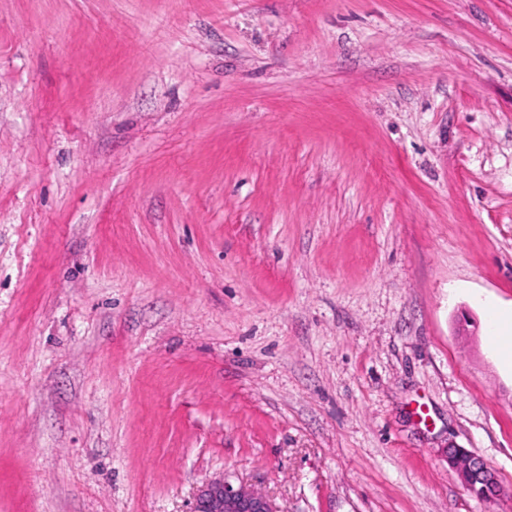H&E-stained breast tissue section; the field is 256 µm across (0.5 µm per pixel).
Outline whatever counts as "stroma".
Returning a JSON list of instances; mask_svg holds the SVG:
<instances>
[{"label": "stroma", "instance_id": "obj_1", "mask_svg": "<svg viewBox=\"0 0 512 512\" xmlns=\"http://www.w3.org/2000/svg\"><path fill=\"white\" fill-rule=\"evenodd\" d=\"M493 310L512 0H0V512H512ZM447 456L449 468L471 494L485 501L500 494L497 476L482 458L464 448H448ZM190 512H276L268 498L253 489L232 485L222 479L206 483L196 494Z\"/></svg>", "mask_w": 512, "mask_h": 512}]
</instances>
